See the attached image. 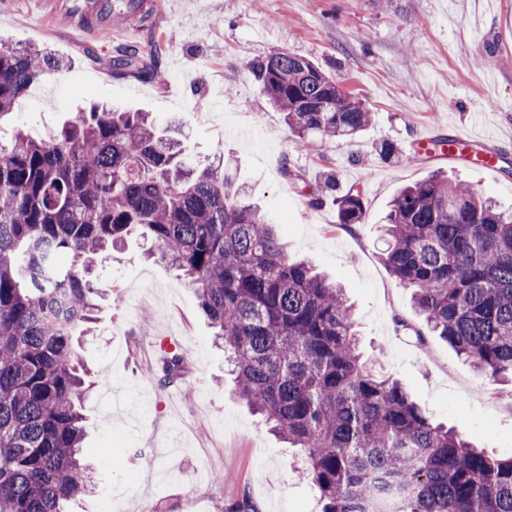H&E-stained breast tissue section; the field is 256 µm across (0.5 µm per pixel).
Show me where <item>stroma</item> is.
Here are the masks:
<instances>
[{
  "label": "stroma",
  "mask_w": 512,
  "mask_h": 512,
  "mask_svg": "<svg viewBox=\"0 0 512 512\" xmlns=\"http://www.w3.org/2000/svg\"><path fill=\"white\" fill-rule=\"evenodd\" d=\"M155 23L118 40L81 39L59 0L0 4V41L50 51L63 64L34 84L20 110L0 119L13 133L56 127L94 102L147 113L178 130L187 157L223 156L291 254L336 279L352 304L364 361L399 380L435 422L457 428L493 455L512 453V388L492 391L487 376L445 340L425 344L396 320L423 327L411 292L381 259L383 224L399 189L441 171L512 210V20L500 0H162ZM504 30L479 50L483 35ZM162 76L119 75L110 58L127 47ZM312 60L371 110L348 139L292 140L283 115L249 64L274 50ZM471 139L466 162L411 152L413 137ZM395 148L380 153L382 143ZM500 153L499 170L477 167L482 145ZM335 172L331 197L319 185ZM360 196L364 223L340 226L337 198ZM112 295L80 354L97 389L85 404L82 453L96 472L92 494L71 512H320L301 474L298 449L272 435L237 398L224 353L174 271L149 260L138 235L97 265ZM177 337L180 381L160 387V345Z\"/></svg>",
  "instance_id": "obj_1"
}]
</instances>
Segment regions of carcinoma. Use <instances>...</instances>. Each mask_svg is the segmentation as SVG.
<instances>
[{
	"label": "carcinoma",
	"instance_id": "1",
	"mask_svg": "<svg viewBox=\"0 0 512 512\" xmlns=\"http://www.w3.org/2000/svg\"><path fill=\"white\" fill-rule=\"evenodd\" d=\"M129 47L117 74L158 76ZM294 142L350 138L371 112L310 60L251 63ZM61 62L0 46V117ZM361 224L357 195L337 200ZM194 288L241 400L304 450L322 512H512V455L433 423L396 380L362 361L343 289L293 258L218 157L203 167L142 112L94 107L0 142V512H66L84 494L75 343L96 321L97 259L134 232ZM382 261L412 289L428 331L494 385L512 378V212L434 174L394 198ZM182 355L164 357L160 385Z\"/></svg>",
	"mask_w": 512,
	"mask_h": 512
}]
</instances>
